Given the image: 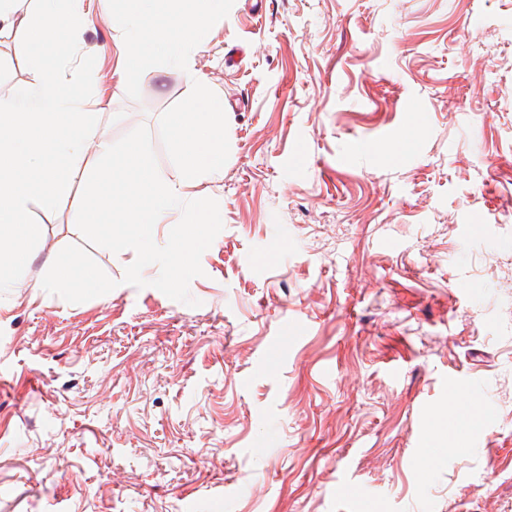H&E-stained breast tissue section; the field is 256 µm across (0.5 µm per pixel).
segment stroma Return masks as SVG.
I'll return each instance as SVG.
<instances>
[{
	"instance_id": "stroma-1",
	"label": "stroma",
	"mask_w": 512,
	"mask_h": 512,
	"mask_svg": "<svg viewBox=\"0 0 512 512\" xmlns=\"http://www.w3.org/2000/svg\"><path fill=\"white\" fill-rule=\"evenodd\" d=\"M119 39L96 7L78 33L113 141L186 94L164 66L129 99ZM0 57L1 95L32 82L19 35ZM193 64L230 144L195 188L223 222L198 304L97 246L116 288L47 293L85 239L32 205L0 295V512H512V0H234Z\"/></svg>"
}]
</instances>
